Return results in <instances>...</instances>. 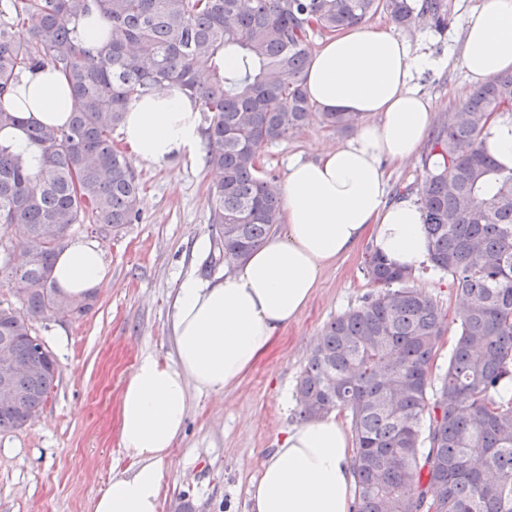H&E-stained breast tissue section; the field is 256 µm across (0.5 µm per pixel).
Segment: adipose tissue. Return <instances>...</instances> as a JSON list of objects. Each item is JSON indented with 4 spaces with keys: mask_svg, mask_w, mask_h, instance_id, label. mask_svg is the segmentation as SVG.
Here are the masks:
<instances>
[{
    "mask_svg": "<svg viewBox=\"0 0 512 512\" xmlns=\"http://www.w3.org/2000/svg\"><path fill=\"white\" fill-rule=\"evenodd\" d=\"M463 29L459 64L472 85L512 71V0H485L464 17ZM439 65L398 34L359 27L313 54L308 100L322 112L359 115L357 132L289 166L278 189L283 233L270 235L223 279L182 281L170 318L173 362L142 354L120 392L118 444L133 467L94 499L92 512H160L192 395L220 394L238 383L302 315L337 258L368 239L408 271L428 263L422 212L408 200L388 201L386 166L412 158L426 139L431 112L415 80ZM0 107L57 127L80 102L66 77L46 66L26 72ZM121 133L137 160L163 167L195 159L203 142L199 102L176 89L135 99ZM482 147L512 170V117L492 119ZM109 276L93 242L67 241L56 255L53 277L64 299L94 293ZM353 468L349 434L335 414L295 426L252 484L251 512H351Z\"/></svg>",
    "mask_w": 512,
    "mask_h": 512,
    "instance_id": "1",
    "label": "adipose tissue"
}]
</instances>
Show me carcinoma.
Segmentation results:
<instances>
[{"label":"carcinoma","mask_w":512,"mask_h":512,"mask_svg":"<svg viewBox=\"0 0 512 512\" xmlns=\"http://www.w3.org/2000/svg\"><path fill=\"white\" fill-rule=\"evenodd\" d=\"M383 12L406 29L419 17L448 21L444 0H9L0 10V96L23 73L50 65L81 107L65 127L0 108L40 165L32 170L0 140V275L20 284L22 308L0 306V350L35 369L0 402V430L40 413L56 362L33 331L58 298L54 257L76 224L115 235L140 218L142 196L127 157L112 146L130 103L162 88L197 98L208 167L210 224L228 269L281 223V200L262 177L265 145L285 140L314 112L304 92L310 33L333 35ZM111 25L83 43L80 18ZM512 112V74H501L448 114L433 151L441 159L416 191L433 270L464 304L448 367L432 377L446 315L410 285L412 273L378 252L364 274L378 287L324 327L296 385L299 418L348 413L355 442L353 512H512V171L481 149L491 119ZM345 130L346 112H322Z\"/></svg>","instance_id":"carcinoma-1"}]
</instances>
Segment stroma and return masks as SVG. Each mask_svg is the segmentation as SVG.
<instances>
[{
    "label": "stroma",
    "mask_w": 512,
    "mask_h": 512,
    "mask_svg": "<svg viewBox=\"0 0 512 512\" xmlns=\"http://www.w3.org/2000/svg\"><path fill=\"white\" fill-rule=\"evenodd\" d=\"M450 3L446 29L419 19L403 32L413 49L449 60L447 68L416 80L430 102L435 130L472 92L457 62L462 17L484 0ZM353 135L312 116L288 139L266 147L263 174L279 184L292 160L313 158ZM432 158L427 139L414 158L389 166L390 199H397L399 189L419 185L433 169ZM131 166L143 189L141 221L116 236L92 224L74 226L69 233L98 245L111 278L86 314L51 315L34 324L56 359L57 378L35 420L0 431V512H91L92 500L131 465L117 437L124 379L142 353L173 360L169 319L182 280L191 274L205 281L224 275L223 266L209 264L218 246L210 224L206 159L165 168L135 160ZM371 248L370 241H362L324 271L301 317L240 383L220 396H192L186 432L171 452L160 512H171L181 497L192 502L195 512H250L249 490L265 459L283 432L300 422L295 387L323 327L375 290L363 272ZM412 284L443 312L457 310L449 276L426 266Z\"/></svg>",
    "instance_id": "35a3bbf8"
}]
</instances>
